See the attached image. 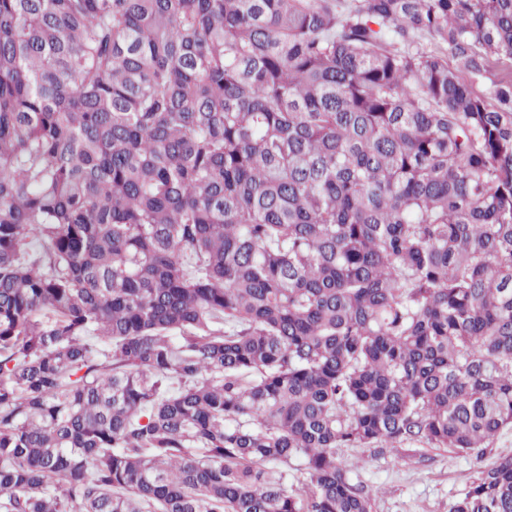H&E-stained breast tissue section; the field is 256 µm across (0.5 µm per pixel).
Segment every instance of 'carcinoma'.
<instances>
[{
    "label": "carcinoma",
    "instance_id": "carcinoma-1",
    "mask_svg": "<svg viewBox=\"0 0 512 512\" xmlns=\"http://www.w3.org/2000/svg\"><path fill=\"white\" fill-rule=\"evenodd\" d=\"M506 429L512 0H0V512H372L336 449Z\"/></svg>",
    "mask_w": 512,
    "mask_h": 512
}]
</instances>
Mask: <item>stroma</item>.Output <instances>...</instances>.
I'll return each instance as SVG.
<instances>
[{
	"label": "stroma",
	"mask_w": 512,
	"mask_h": 512,
	"mask_svg": "<svg viewBox=\"0 0 512 512\" xmlns=\"http://www.w3.org/2000/svg\"><path fill=\"white\" fill-rule=\"evenodd\" d=\"M353 482L373 494V512H448L480 468L512 455V431L479 452L420 447L405 457L390 448H342Z\"/></svg>",
	"instance_id": "1"
}]
</instances>
